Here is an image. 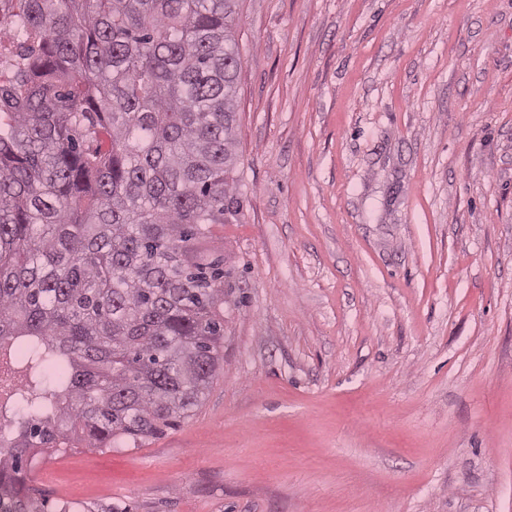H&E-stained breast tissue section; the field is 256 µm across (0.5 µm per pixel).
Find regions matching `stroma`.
Segmentation results:
<instances>
[{"instance_id": "35a3bbf8", "label": "stroma", "mask_w": 512, "mask_h": 512, "mask_svg": "<svg viewBox=\"0 0 512 512\" xmlns=\"http://www.w3.org/2000/svg\"><path fill=\"white\" fill-rule=\"evenodd\" d=\"M224 362L45 512H512V0H240Z\"/></svg>"}]
</instances>
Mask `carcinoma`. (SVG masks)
<instances>
[{
  "label": "carcinoma",
  "instance_id": "carcinoma-1",
  "mask_svg": "<svg viewBox=\"0 0 512 512\" xmlns=\"http://www.w3.org/2000/svg\"><path fill=\"white\" fill-rule=\"evenodd\" d=\"M237 0H0V346L19 417L0 512H43L30 448L156 436L221 367Z\"/></svg>",
  "mask_w": 512,
  "mask_h": 512
}]
</instances>
